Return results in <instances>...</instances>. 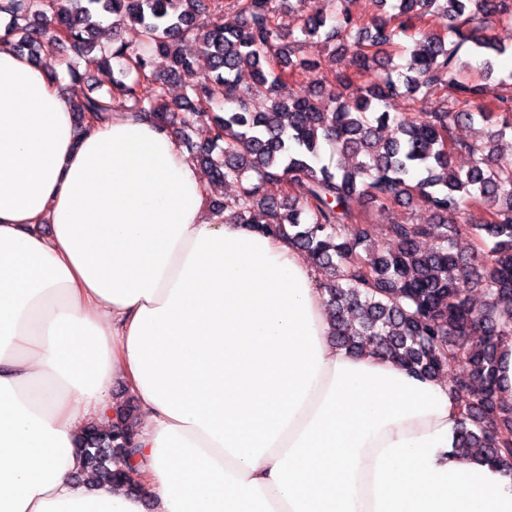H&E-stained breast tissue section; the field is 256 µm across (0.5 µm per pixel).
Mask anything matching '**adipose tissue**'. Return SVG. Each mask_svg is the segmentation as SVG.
<instances>
[{"instance_id": "ef3b65f1", "label": "adipose tissue", "mask_w": 512, "mask_h": 512, "mask_svg": "<svg viewBox=\"0 0 512 512\" xmlns=\"http://www.w3.org/2000/svg\"><path fill=\"white\" fill-rule=\"evenodd\" d=\"M210 193L172 129L77 125L0 51V512H512L447 381L336 346L309 258ZM118 384L132 491L75 477Z\"/></svg>"}]
</instances>
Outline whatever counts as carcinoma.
I'll list each match as a JSON object with an SVG mask.
<instances>
[{"mask_svg": "<svg viewBox=\"0 0 512 512\" xmlns=\"http://www.w3.org/2000/svg\"><path fill=\"white\" fill-rule=\"evenodd\" d=\"M378 14L363 21L351 0H322L295 27L278 23L292 0H234L238 25L224 26L219 0H0L10 17L0 47H9L47 66L60 46L89 67L118 64L112 87L73 103L78 123L114 112H137L169 127L176 110L184 120L204 115L211 136L195 142L181 136L189 155L213 182H231L236 192L213 208L218 220L279 235L306 253L324 272L330 336L351 351L369 347L412 375L432 378L449 372V386L462 400L455 450L476 453L512 472V447L492 429L512 431V401L499 395V339L512 333V155L489 144L460 138L459 128L482 122L496 138L512 133V96L485 99L481 79L461 74L457 54L480 60L482 79L512 43L493 25L512 27V0H374ZM113 24L139 26L143 43H95L98 11ZM211 11L213 22L194 33L196 15ZM430 15L434 27L416 31L411 20ZM325 31L347 70L314 86L298 78L322 69L301 55L305 38ZM407 53L406 64L394 63ZM167 60V74L153 69V56ZM248 71L250 81L241 83ZM201 80L179 101L167 98L166 83L183 72ZM370 83L349 88L367 73ZM438 104L414 111L431 96ZM262 98L266 110L255 112ZM402 98L411 112L395 114L386 103ZM468 154L467 170L452 160ZM368 198L376 213L357 208ZM420 203L430 221L388 219L396 203ZM481 208L482 224L467 212ZM471 233L492 240L485 252L465 255L455 241ZM381 239L378 256L369 243ZM430 239L432 246L420 242ZM483 294L476 307L472 293ZM136 420L86 426L77 440L83 464L105 485H120L117 458L132 457Z\"/></svg>", "mask_w": 512, "mask_h": 512, "instance_id": "1", "label": "carcinoma"}]
</instances>
